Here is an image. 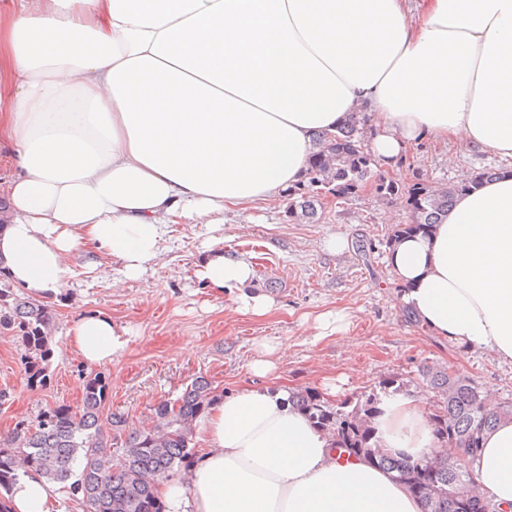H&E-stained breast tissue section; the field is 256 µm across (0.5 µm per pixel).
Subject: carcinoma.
Here are the masks:
<instances>
[{
  "instance_id": "carcinoma-1",
  "label": "carcinoma",
  "mask_w": 512,
  "mask_h": 512,
  "mask_svg": "<svg viewBox=\"0 0 512 512\" xmlns=\"http://www.w3.org/2000/svg\"><path fill=\"white\" fill-rule=\"evenodd\" d=\"M366 113L352 112L334 132L314 136L316 152L307 163L304 180L288 188L289 218L314 221L323 207L322 196L347 197L369 185L386 200L403 199L409 220L387 236L394 245L405 236L427 233L441 222L455 198L470 192L483 181L500 175L483 170L444 189L420 179L399 184L374 174V159L365 148ZM55 313L47 305L25 300L0 287V333L19 339L30 387L46 383V363L51 355L49 341ZM422 378L437 397L428 419L436 444L454 446L473 461L484 434L498 420L512 417V405L491 408L481 397L476 382L457 372L425 368ZM217 394L200 376L175 400L154 407V424L137 428L120 413L105 411L107 381L99 373L83 380L82 403L41 411L34 420L22 418L8 434L0 435V490L7 491L20 475L35 471L51 482L64 485L83 507L82 512H165L156 486L193 460L195 421L208 409ZM314 426L334 436L333 447L345 452L362 451L360 457L395 473L422 503L424 512H490L491 501L483 495L463 497L466 486L476 483L471 465L448 471V457L437 451L418 459L385 455L370 426L376 411V395L355 404L332 405L321 395L306 390L291 396ZM125 455L122 468L110 464L112 453ZM81 461L80 472L74 464Z\"/></svg>"
}]
</instances>
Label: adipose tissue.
Here are the masks:
<instances>
[{
  "label": "adipose tissue",
  "instance_id": "obj_1",
  "mask_svg": "<svg viewBox=\"0 0 512 512\" xmlns=\"http://www.w3.org/2000/svg\"><path fill=\"white\" fill-rule=\"evenodd\" d=\"M0 130L12 143L0 180L9 212L0 272L54 299L91 254L141 278L171 224H220L300 182L313 135L368 112L373 153L393 174L417 138L512 157V0H10L0 7ZM388 261L401 302L437 335L512 361V177L457 197L429 234ZM251 264L210 249L196 277L245 293ZM127 329L79 318L71 346L111 363ZM385 452L435 445L417 396L384 397L372 419ZM202 446L161 482L168 512H421L390 473L339 459L286 391L217 400ZM481 492L512 512V418L484 438ZM58 491L24 475L0 512H51Z\"/></svg>",
  "mask_w": 512,
  "mask_h": 512
}]
</instances>
